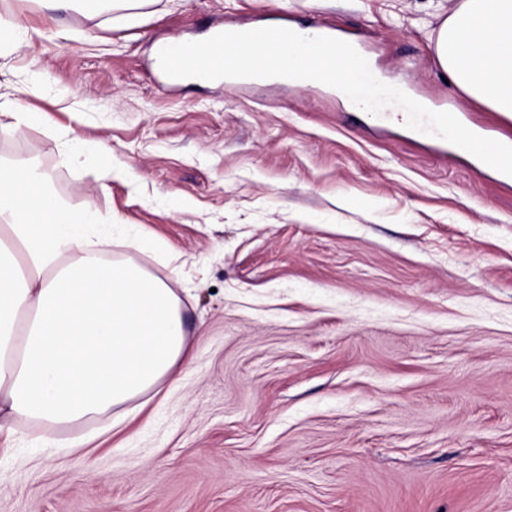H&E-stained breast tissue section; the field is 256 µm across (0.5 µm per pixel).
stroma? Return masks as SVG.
I'll list each match as a JSON object with an SVG mask.
<instances>
[{
  "label": "stroma",
  "mask_w": 512,
  "mask_h": 512,
  "mask_svg": "<svg viewBox=\"0 0 512 512\" xmlns=\"http://www.w3.org/2000/svg\"><path fill=\"white\" fill-rule=\"evenodd\" d=\"M460 3L107 2L50 25L0 0L34 32L0 50V102L32 117L0 116V162L115 219L113 259L163 279L188 331L121 433L109 413L11 424L0 512H512V185L331 87L170 90L156 65L216 28L329 25L409 96L494 130L436 60Z\"/></svg>",
  "instance_id": "35a3bbf8"
}]
</instances>
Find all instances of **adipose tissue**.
Instances as JSON below:
<instances>
[{"label":"adipose tissue","mask_w":512,"mask_h":512,"mask_svg":"<svg viewBox=\"0 0 512 512\" xmlns=\"http://www.w3.org/2000/svg\"><path fill=\"white\" fill-rule=\"evenodd\" d=\"M449 82L512 116V0H464L436 34ZM92 206L33 168L0 166V416L52 430L144 397L187 355L178 296L109 262Z\"/></svg>","instance_id":"1"}]
</instances>
